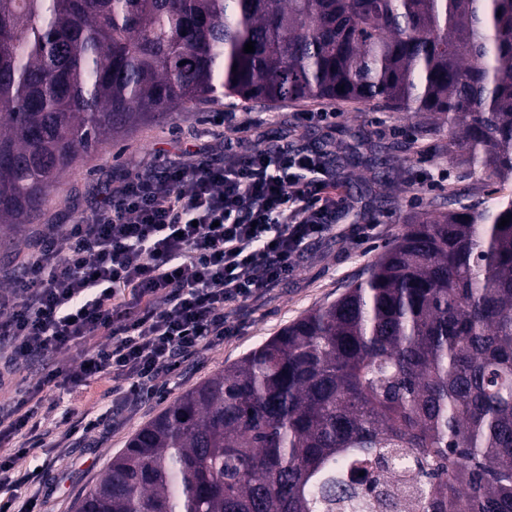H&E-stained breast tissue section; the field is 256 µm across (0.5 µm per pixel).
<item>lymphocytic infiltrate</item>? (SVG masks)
<instances>
[{"mask_svg":"<svg viewBox=\"0 0 512 512\" xmlns=\"http://www.w3.org/2000/svg\"><path fill=\"white\" fill-rule=\"evenodd\" d=\"M224 155L198 149L128 178L94 222L38 237L0 289V386L36 376L0 403V447L36 448L37 393L108 384L111 414L154 394L161 374L234 335L228 314L292 278L303 247L336 221L324 153L237 149L252 119L217 112Z\"/></svg>","mask_w":512,"mask_h":512,"instance_id":"obj_1","label":"lymphocytic infiltrate"}]
</instances>
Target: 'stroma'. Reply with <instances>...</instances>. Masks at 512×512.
I'll return each mask as SVG.
<instances>
[{
    "label": "stroma",
    "mask_w": 512,
    "mask_h": 512,
    "mask_svg": "<svg viewBox=\"0 0 512 512\" xmlns=\"http://www.w3.org/2000/svg\"><path fill=\"white\" fill-rule=\"evenodd\" d=\"M215 112H249L257 124L249 144L289 142L300 149L330 145L338 154L334 169L345 203L336 215V228L303 252L300 268L271 296L248 303L231 320L237 335L225 338L194 361L183 363L159 380L153 397L131 407L112 426L87 438L72 439L64 448H30L17 469L40 467L46 457L55 464L44 470L37 491L36 512H72L79 494L90 490L99 474L144 424L176 398L237 361L307 311L332 302L369 265L383 246L400 234L408 217L456 190L461 203L490 202L494 187L461 159L443 156L433 139H417V116L385 108L331 101L244 102L222 97L174 111L166 120L142 124L128 133L81 154L55 187L49 202L32 223L18 228L0 225V281L18 270L26 245L49 224H70L75 218L92 221L102 194L130 175L145 172L166 158H179L190 149L208 146L222 151L223 140L208 119ZM302 112H325L324 122L303 123ZM378 151L386 164L382 179L371 169L349 167L346 155L355 135ZM362 187L356 199L353 187ZM370 224L374 235L365 243L352 242V225Z\"/></svg>",
    "instance_id": "stroma-1"
}]
</instances>
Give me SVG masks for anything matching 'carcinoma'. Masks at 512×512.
<instances>
[{
  "label": "carcinoma",
  "instance_id": "cac0c4a2",
  "mask_svg": "<svg viewBox=\"0 0 512 512\" xmlns=\"http://www.w3.org/2000/svg\"><path fill=\"white\" fill-rule=\"evenodd\" d=\"M220 95L423 115L504 186L512 0H0V224L30 223L81 153ZM509 214L448 192L141 427L73 512L384 506L381 472L404 512H512Z\"/></svg>",
  "mask_w": 512,
  "mask_h": 512
}]
</instances>
